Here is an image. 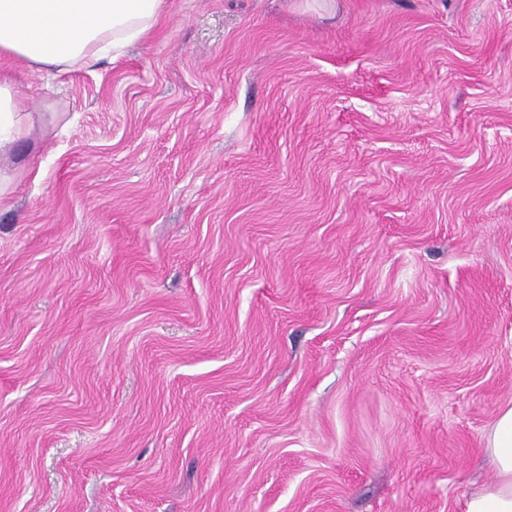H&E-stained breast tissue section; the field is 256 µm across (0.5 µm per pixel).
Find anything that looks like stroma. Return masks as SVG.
I'll return each mask as SVG.
<instances>
[{
  "instance_id": "obj_1",
  "label": "stroma",
  "mask_w": 512,
  "mask_h": 512,
  "mask_svg": "<svg viewBox=\"0 0 512 512\" xmlns=\"http://www.w3.org/2000/svg\"><path fill=\"white\" fill-rule=\"evenodd\" d=\"M0 512H462L512 403V0H169L18 88Z\"/></svg>"
}]
</instances>
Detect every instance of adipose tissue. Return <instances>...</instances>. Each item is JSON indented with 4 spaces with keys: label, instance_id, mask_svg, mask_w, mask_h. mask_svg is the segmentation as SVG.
I'll return each mask as SVG.
<instances>
[{
    "label": "adipose tissue",
    "instance_id": "obj_1",
    "mask_svg": "<svg viewBox=\"0 0 512 512\" xmlns=\"http://www.w3.org/2000/svg\"><path fill=\"white\" fill-rule=\"evenodd\" d=\"M168 0H0V156L25 137L32 116L17 93L22 73H66L114 60L152 36ZM494 479L463 512H512V405L486 437Z\"/></svg>",
    "mask_w": 512,
    "mask_h": 512
}]
</instances>
